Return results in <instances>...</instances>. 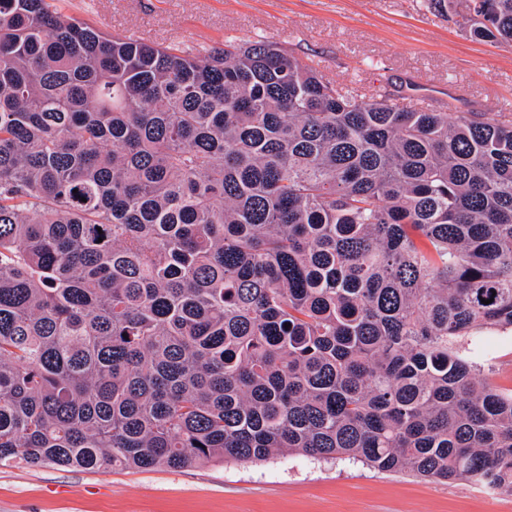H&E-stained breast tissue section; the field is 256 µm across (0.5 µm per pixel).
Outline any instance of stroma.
<instances>
[{
	"instance_id": "obj_1",
	"label": "stroma",
	"mask_w": 512,
	"mask_h": 512,
	"mask_svg": "<svg viewBox=\"0 0 512 512\" xmlns=\"http://www.w3.org/2000/svg\"><path fill=\"white\" fill-rule=\"evenodd\" d=\"M101 31L190 50L265 39L327 80L395 103L441 100L498 118L512 106V43H490L425 0H60ZM0 512H512V491L286 455L182 469L0 466Z\"/></svg>"
}]
</instances>
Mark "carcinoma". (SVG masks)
<instances>
[{
    "label": "carcinoma",
    "instance_id": "obj_1",
    "mask_svg": "<svg viewBox=\"0 0 512 512\" xmlns=\"http://www.w3.org/2000/svg\"><path fill=\"white\" fill-rule=\"evenodd\" d=\"M428 8L512 42V0ZM495 332L512 120L0 0V466L300 454L512 490Z\"/></svg>",
    "mask_w": 512,
    "mask_h": 512
}]
</instances>
